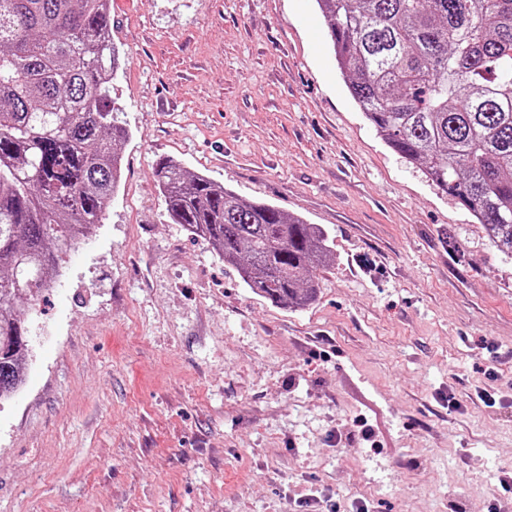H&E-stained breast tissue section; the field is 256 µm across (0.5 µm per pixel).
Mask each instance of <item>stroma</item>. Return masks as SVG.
I'll return each instance as SVG.
<instances>
[{
	"label": "stroma",
	"mask_w": 512,
	"mask_h": 512,
	"mask_svg": "<svg viewBox=\"0 0 512 512\" xmlns=\"http://www.w3.org/2000/svg\"><path fill=\"white\" fill-rule=\"evenodd\" d=\"M111 11L123 179L25 315L0 512H294L311 488L512 512V258L365 119L315 0ZM162 157L321 225L316 302L259 297L172 223Z\"/></svg>",
	"instance_id": "stroma-1"
}]
</instances>
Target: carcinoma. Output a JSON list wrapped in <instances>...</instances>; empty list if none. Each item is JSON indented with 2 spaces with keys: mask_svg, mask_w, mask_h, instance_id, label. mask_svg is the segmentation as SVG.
I'll return each instance as SVG.
<instances>
[{
  "mask_svg": "<svg viewBox=\"0 0 512 512\" xmlns=\"http://www.w3.org/2000/svg\"><path fill=\"white\" fill-rule=\"evenodd\" d=\"M348 90L385 143L512 256V0H315ZM109 0H0V404L24 384V313L117 194L130 133ZM171 221L254 293L303 310L333 261L327 232L173 159Z\"/></svg>",
  "mask_w": 512,
  "mask_h": 512,
  "instance_id": "carcinoma-1",
  "label": "carcinoma"
}]
</instances>
